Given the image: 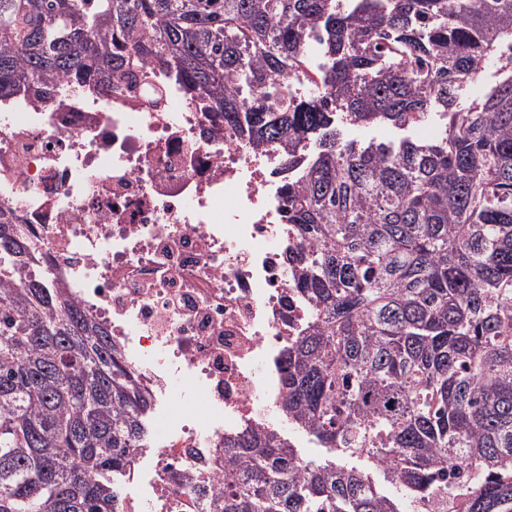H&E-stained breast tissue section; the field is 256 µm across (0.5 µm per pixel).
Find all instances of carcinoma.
<instances>
[{
    "label": "carcinoma",
    "instance_id": "cac0c4a2",
    "mask_svg": "<svg viewBox=\"0 0 512 512\" xmlns=\"http://www.w3.org/2000/svg\"><path fill=\"white\" fill-rule=\"evenodd\" d=\"M316 34L329 63L299 95ZM481 99L458 92L486 63ZM254 148H280L310 325L280 400L325 456L224 440L209 512H512V0H0V97L156 68ZM259 92L254 103L241 93ZM439 136L346 141L344 126ZM152 406L109 336L0 210V512H122Z\"/></svg>",
    "mask_w": 512,
    "mask_h": 512
}]
</instances>
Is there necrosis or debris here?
Here are the masks:
<instances>
[{
    "instance_id": "obj_1",
    "label": "necrosis or debris",
    "mask_w": 512,
    "mask_h": 512,
    "mask_svg": "<svg viewBox=\"0 0 512 512\" xmlns=\"http://www.w3.org/2000/svg\"><path fill=\"white\" fill-rule=\"evenodd\" d=\"M285 160L179 86L163 111L124 92L0 99V207L49 277L108 330L156 402L153 466L125 512H179L224 483V439L268 426L288 341L309 314L288 273Z\"/></svg>"
}]
</instances>
